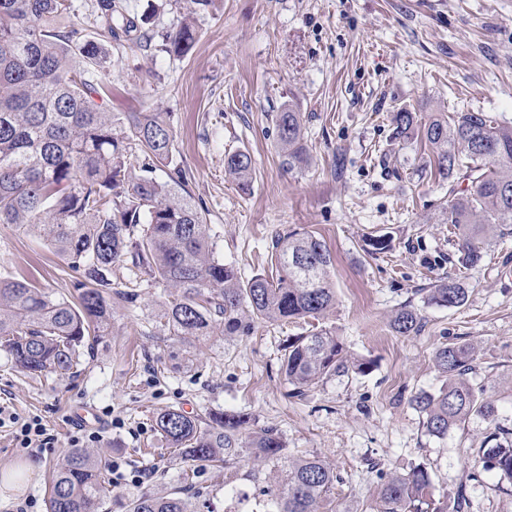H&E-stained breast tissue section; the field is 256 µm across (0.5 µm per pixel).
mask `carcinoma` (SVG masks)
I'll return each mask as SVG.
<instances>
[{
	"instance_id": "1",
	"label": "carcinoma",
	"mask_w": 512,
	"mask_h": 512,
	"mask_svg": "<svg viewBox=\"0 0 512 512\" xmlns=\"http://www.w3.org/2000/svg\"><path fill=\"white\" fill-rule=\"evenodd\" d=\"M72 14V0H0V224L38 235L79 274L76 294L68 297L0 274V347L30 375L77 373L82 349L111 327L112 265L127 260L136 286L169 289L160 324L171 336L232 340L251 335L258 322L325 319L336 306L326 243L311 233L280 236L271 273L246 280L225 264L205 210L191 201L189 171L173 163L168 113L119 117L97 102L106 85L95 75L112 71L109 44L134 21L115 0H97L104 38H88L68 23ZM195 40L187 18L166 35V51L184 56ZM392 124L399 139L415 134L412 112L393 113ZM121 126L126 136L118 138ZM277 137L282 165L292 170L307 163L300 113H278ZM422 137L436 154L438 174L467 183L451 200L448 223L457 238L453 264L474 268L487 246L512 230V126L496 125L483 112H459L431 119ZM162 168L165 181L154 176ZM224 173L250 189V154H225ZM468 297L464 280L446 276L427 290L423 305L460 308ZM390 325L400 336L419 334L421 309L404 305ZM282 351L281 371L297 397L333 376L371 370V361L349 353L327 326L288 337ZM476 360L467 343L436 350L444 383L411 399L427 435L445 439L473 418L496 421V400L475 379ZM156 425L172 447L202 466L222 463L231 474L238 461L251 462L249 477L270 481L269 512H323L324 497L338 481L320 457L288 454L276 429L247 431L245 414L225 411L204 422L169 409ZM466 465L512 481V429L495 426ZM105 483L99 453L71 450L53 475L48 512H94ZM431 486L422 463L392 473L371 512H448V501L435 499ZM129 512H189V504L171 494H144Z\"/></svg>"
}]
</instances>
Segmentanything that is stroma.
Masks as SVG:
<instances>
[{
	"label": "stroma",
	"instance_id": "obj_1",
	"mask_svg": "<svg viewBox=\"0 0 512 512\" xmlns=\"http://www.w3.org/2000/svg\"><path fill=\"white\" fill-rule=\"evenodd\" d=\"M123 2L130 16L151 19L140 38L113 42L106 109L170 113L192 200L207 207L219 255L243 277L267 270L276 234L321 237L336 288L325 323L373 366L293 398L280 373L282 346L309 321L262 323L231 341H179L159 326L167 289L142 287L124 302L129 271L116 265L112 326L84 352L79 372L32 377L0 349V408L41 418L55 437L53 448L32 455L16 447L11 425L0 427V469L38 464L0 512L30 498L34 512H46L55 466L75 446V407L96 415L93 450L132 475L108 488L97 512H127L142 494L177 490L192 512H265L247 465L229 483L168 445L155 419L169 408L241 412L251 429L275 428L290 454L319 456L336 472L338 512H368L387 475L418 463L431 473L434 498L462 486L469 512H512V482L465 466L489 424L473 419L439 440L410 404L443 382L435 351L465 342L476 350L477 381L497 401L498 425L512 428V234L471 270L449 263L448 182L424 139L393 138L391 125L401 109L421 125L469 111L512 125V0H212L197 13L190 0ZM189 13L196 43L186 56L169 55L165 36ZM286 108L303 118L309 156L292 171L277 148L275 115ZM241 147L255 169L247 192L224 174L225 153ZM382 233L389 249L369 253L366 239ZM4 269L58 295L72 281L53 248L12 224H0ZM461 274L469 284L463 307L423 308L418 335L392 331L395 310L420 306L424 288Z\"/></svg>",
	"mask_w": 512,
	"mask_h": 512
}]
</instances>
